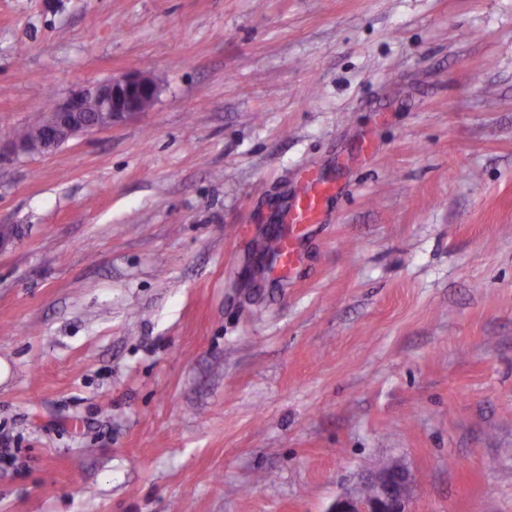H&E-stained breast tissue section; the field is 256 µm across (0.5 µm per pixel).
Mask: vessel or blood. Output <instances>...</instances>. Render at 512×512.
Returning <instances> with one entry per match:
<instances>
[{"instance_id": "vessel-or-blood-1", "label": "vessel or blood", "mask_w": 512, "mask_h": 512, "mask_svg": "<svg viewBox=\"0 0 512 512\" xmlns=\"http://www.w3.org/2000/svg\"><path fill=\"white\" fill-rule=\"evenodd\" d=\"M329 198V193L317 180L306 179L301 182L293 206L282 217V233L270 242V250L279 269L291 268L298 261L296 230L301 225L318 221Z\"/></svg>"}]
</instances>
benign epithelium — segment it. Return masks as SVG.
<instances>
[{"label": "benign epithelium", "instance_id": "benign-epithelium-1", "mask_svg": "<svg viewBox=\"0 0 512 512\" xmlns=\"http://www.w3.org/2000/svg\"><path fill=\"white\" fill-rule=\"evenodd\" d=\"M102 102L105 119L98 123H88L83 118V103L87 95ZM157 95L155 84L144 75L131 72L114 78L95 87L91 92L78 91L57 104L50 127L49 140L41 146L49 150L57 143L56 131L62 130L74 137L97 129L115 125L148 111ZM375 492L359 499L342 498L336 501L331 512H406L408 476L400 469L386 468L373 478Z\"/></svg>", "mask_w": 512, "mask_h": 512}]
</instances>
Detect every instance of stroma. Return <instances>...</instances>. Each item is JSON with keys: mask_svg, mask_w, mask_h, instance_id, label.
Here are the masks:
<instances>
[{"mask_svg": "<svg viewBox=\"0 0 512 512\" xmlns=\"http://www.w3.org/2000/svg\"><path fill=\"white\" fill-rule=\"evenodd\" d=\"M1 224L0 512H512V0H0ZM92 95L102 102L100 112H106L103 122L88 123L83 118V103L87 95ZM157 95L155 84L146 80L142 73L131 72L95 87L93 91H78L58 103L49 126L54 130L49 140L41 146L50 150L57 143V130H63L69 138L80 133L97 129L111 128L115 125L148 111ZM49 113L50 112H48L39 123L16 132L15 137L18 138L19 141L31 143L33 145L38 143L44 135L47 122L50 120L51 116L48 115ZM22 142H13L14 152L27 154L29 146ZM330 197L323 184L315 179L300 183L293 206L283 214L282 233L270 242L277 268L288 270L299 260L295 247L296 229L300 225L316 224ZM386 468L372 479L375 492L365 488L366 495L359 499L342 498L331 512H407L408 476L403 470ZM369 494V495H367Z\"/></svg>", "mask_w": 512, "mask_h": 512, "instance_id": "stroma-1", "label": "stroma"}]
</instances>
